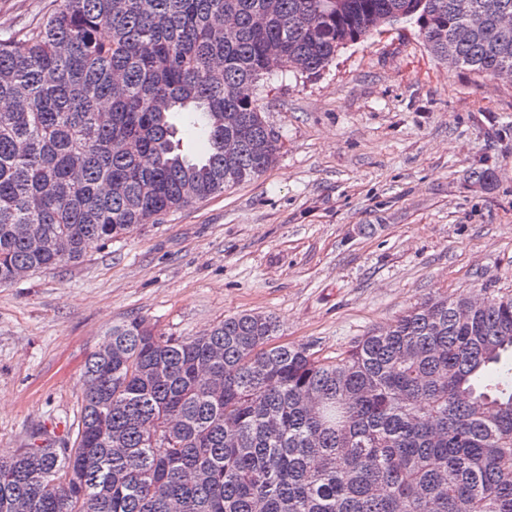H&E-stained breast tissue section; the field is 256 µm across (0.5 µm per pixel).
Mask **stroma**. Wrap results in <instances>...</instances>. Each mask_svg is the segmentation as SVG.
I'll return each instance as SVG.
<instances>
[{"label":"stroma","mask_w":512,"mask_h":512,"mask_svg":"<svg viewBox=\"0 0 512 512\" xmlns=\"http://www.w3.org/2000/svg\"><path fill=\"white\" fill-rule=\"evenodd\" d=\"M51 9L0 0V37ZM261 103L280 151L257 180L0 285V455L72 435L86 357L128 318L198 336L269 314L278 342L332 355L430 294L512 289V82L448 67L401 23L318 77L270 76ZM479 165L492 186L469 181Z\"/></svg>","instance_id":"obj_1"}]
</instances>
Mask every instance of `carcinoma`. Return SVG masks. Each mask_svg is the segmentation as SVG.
<instances>
[{"mask_svg": "<svg viewBox=\"0 0 512 512\" xmlns=\"http://www.w3.org/2000/svg\"><path fill=\"white\" fill-rule=\"evenodd\" d=\"M454 0H54L0 39V284L258 179L277 159L258 84L320 75L413 21L493 77L512 29L456 39ZM192 115L207 150L181 149ZM270 315L202 336L112 325L85 364L72 444L0 460V512H512V290L434 295L326 356Z\"/></svg>", "mask_w": 512, "mask_h": 512, "instance_id": "1", "label": "carcinoma"}]
</instances>
